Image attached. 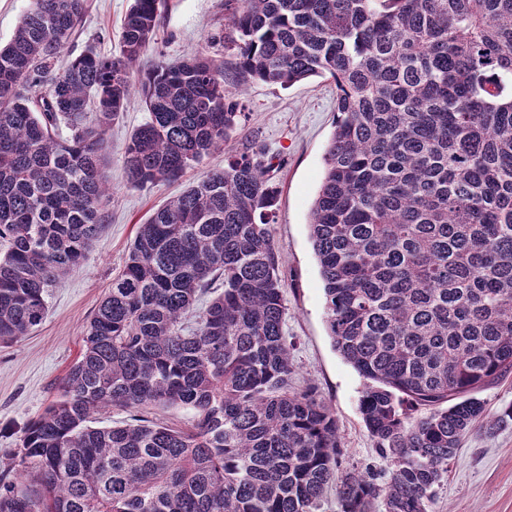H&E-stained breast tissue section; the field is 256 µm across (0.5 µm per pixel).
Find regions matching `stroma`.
Listing matches in <instances>:
<instances>
[{"label":"stroma","instance_id":"stroma-1","mask_svg":"<svg viewBox=\"0 0 512 512\" xmlns=\"http://www.w3.org/2000/svg\"><path fill=\"white\" fill-rule=\"evenodd\" d=\"M129 4L130 0H87L83 22L67 52L76 55L91 47L103 55L118 53ZM165 4L140 67L173 62L201 50L216 60H228L222 40L233 29L224 0ZM239 101L242 128L230 140L229 151L245 150L255 140L275 155L278 164L273 181L279 196L270 230L282 255L283 329L293 345L294 383L315 386L335 415L341 469H369L386 477L390 464L375 448L359 409L364 380L334 349L328 334L319 265L309 238L310 209L336 121V84L312 77L284 89L251 81ZM147 119L134 95L109 126L104 230L85 261L49 289L42 324L20 341L0 345V468L11 465L27 424L56 400L58 387L80 352L83 330L122 270L139 224L184 188L180 181L145 188L128 183L125 145ZM432 512H512V422L491 431L479 426L463 438L448 464L447 478L436 489Z\"/></svg>","mask_w":512,"mask_h":512}]
</instances>
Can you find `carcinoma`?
<instances>
[{"label": "carcinoma", "instance_id": "cac0c4a2", "mask_svg": "<svg viewBox=\"0 0 512 512\" xmlns=\"http://www.w3.org/2000/svg\"><path fill=\"white\" fill-rule=\"evenodd\" d=\"M162 4L132 0L119 53L63 69L86 0H31L0 44V344L41 324L98 238L106 130L132 91L149 118L125 164L147 187L224 148L241 85L328 77L309 237L329 336L366 380L360 413L392 470L338 473L335 416L292 387L276 165L253 146L139 225L59 399L23 431V478L0 471V512H318L331 488L338 512H430L461 439L512 421L474 397L512 373V0H225L234 82L202 50L135 87ZM157 406L191 427L136 415ZM110 407L135 416L93 425Z\"/></svg>", "mask_w": 512, "mask_h": 512}]
</instances>
